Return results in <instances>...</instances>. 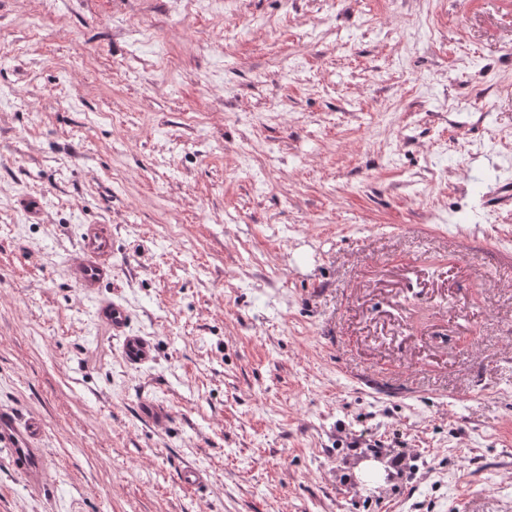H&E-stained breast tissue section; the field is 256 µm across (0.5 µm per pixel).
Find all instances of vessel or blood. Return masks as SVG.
Here are the masks:
<instances>
[{"label": "vessel or blood", "instance_id": "1", "mask_svg": "<svg viewBox=\"0 0 512 512\" xmlns=\"http://www.w3.org/2000/svg\"><path fill=\"white\" fill-rule=\"evenodd\" d=\"M80 257L69 266L72 281L90 291L112 277V236L101 224L85 225L80 238ZM98 319L114 335L123 337V353L127 360L141 361L148 355L147 342L126 333L129 313L115 301L101 302ZM42 427L39 422H19L9 412L0 411V446L7 449L15 467L30 490H40L47 480L44 450L39 441Z\"/></svg>", "mask_w": 512, "mask_h": 512}]
</instances>
